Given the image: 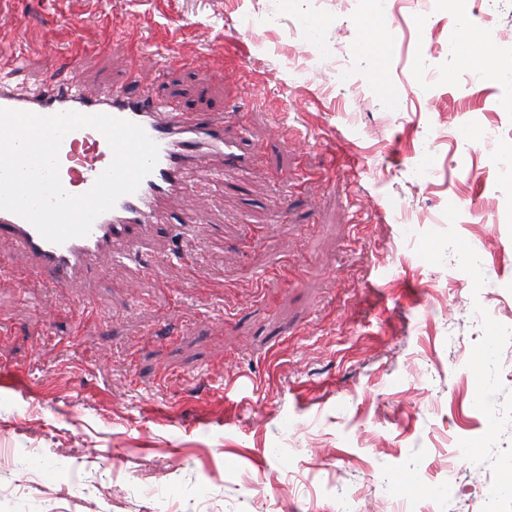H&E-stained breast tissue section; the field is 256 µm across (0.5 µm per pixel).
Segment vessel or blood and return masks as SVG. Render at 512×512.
<instances>
[{
  "instance_id": "b4317fda",
  "label": "vessel or blood",
  "mask_w": 512,
  "mask_h": 512,
  "mask_svg": "<svg viewBox=\"0 0 512 512\" xmlns=\"http://www.w3.org/2000/svg\"><path fill=\"white\" fill-rule=\"evenodd\" d=\"M20 48L0 47V108L42 116L75 111L108 114L140 125L159 148L154 170L139 189L119 198L114 209L100 215L88 235L57 244L45 240L22 217L0 210V238L12 243L24 257V264L0 258V272L19 284L42 279L56 288L68 287L79 276L104 274L116 261L139 259L142 252L140 229L157 221L161 202L186 191V176L194 171L202 177L212 174L210 158L220 154L225 165L247 168L251 154L243 141L224 136V124L206 120L177 106L133 91L131 84L102 82L88 88L71 72V61L45 73L37 89L21 92ZM113 159L105 136L92 128L69 133L59 152V176L71 195L87 192Z\"/></svg>"
}]
</instances>
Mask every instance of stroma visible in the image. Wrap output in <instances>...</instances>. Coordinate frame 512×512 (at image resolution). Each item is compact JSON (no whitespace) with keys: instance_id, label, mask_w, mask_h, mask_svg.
I'll list each match as a JSON object with an SVG mask.
<instances>
[{"instance_id":"stroma-1","label":"stroma","mask_w":512,"mask_h":512,"mask_svg":"<svg viewBox=\"0 0 512 512\" xmlns=\"http://www.w3.org/2000/svg\"><path fill=\"white\" fill-rule=\"evenodd\" d=\"M489 6L496 77L443 50ZM19 40L24 88L77 44L89 85L137 54L136 90L260 154L213 157L184 234L165 200L153 266L0 276V512H382L401 481L413 512H512V188L480 136L512 129V0H0Z\"/></svg>"}]
</instances>
